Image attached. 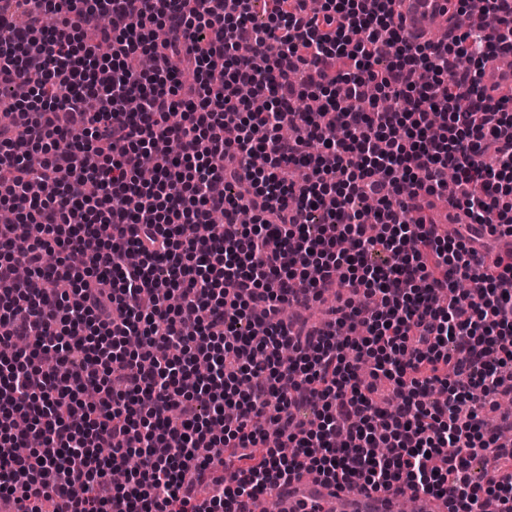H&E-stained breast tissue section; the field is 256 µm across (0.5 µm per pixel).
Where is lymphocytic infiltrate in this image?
I'll use <instances>...</instances> for the list:
<instances>
[{"instance_id": "obj_1", "label": "lymphocytic infiltrate", "mask_w": 512, "mask_h": 512, "mask_svg": "<svg viewBox=\"0 0 512 512\" xmlns=\"http://www.w3.org/2000/svg\"><path fill=\"white\" fill-rule=\"evenodd\" d=\"M263 2L0 0V497L244 512L308 467L512 512L482 416L512 397V262L415 219L444 195L512 236L479 87L512 0L416 48L389 0ZM339 281L333 328L282 319Z\"/></svg>"}]
</instances>
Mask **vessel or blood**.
Instances as JSON below:
<instances>
[{
  "label": "vessel or blood",
  "mask_w": 512,
  "mask_h": 512,
  "mask_svg": "<svg viewBox=\"0 0 512 512\" xmlns=\"http://www.w3.org/2000/svg\"><path fill=\"white\" fill-rule=\"evenodd\" d=\"M391 7L402 21L409 44L431 43L438 31L455 24L477 25V18L461 12L459 0H393ZM481 85L487 96L512 103V51L499 50L484 64ZM407 488L399 482L384 490L359 483L332 484L312 470L301 471L290 483L279 485L251 499L247 512H265L268 499H275L279 512H397ZM413 512H448L447 496L418 493Z\"/></svg>",
  "instance_id": "b4317fda"
}]
</instances>
